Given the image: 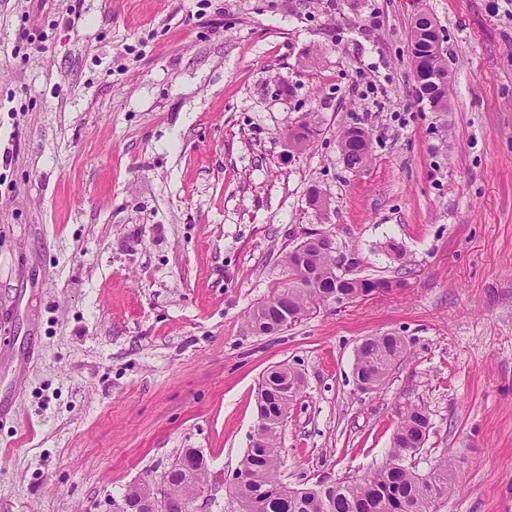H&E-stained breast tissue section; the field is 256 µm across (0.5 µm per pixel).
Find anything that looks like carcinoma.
<instances>
[{"label":"carcinoma","instance_id":"carcinoma-1","mask_svg":"<svg viewBox=\"0 0 512 512\" xmlns=\"http://www.w3.org/2000/svg\"><path fill=\"white\" fill-rule=\"evenodd\" d=\"M427 66L436 72L448 71L446 56L422 47ZM357 141L342 137L341 148L355 152L357 168L369 158L366 132L352 129ZM299 246L284 252L281 263L286 273L278 289L254 304L245 316V329L251 335H268L282 331L276 309L278 299L288 295L292 322L313 314L332 294L340 293L350 301L370 294L372 280L347 278L339 273L340 261L335 252L316 248L297 256ZM407 354L402 336L385 334L370 336L356 349L354 374L360 381L382 385ZM302 380L287 392L270 380L259 398L260 413L265 418L245 452L236 471L237 482L231 494L237 512H436L439 500L458 489L453 466L441 459L425 474L416 473L406 462L424 447L429 417L426 410L415 406L398 423L392 437L388 462L361 480L321 481L313 487L290 488L279 477L281 459L280 435L283 410L299 396ZM208 466L198 457L195 468L167 470V494L175 507L189 505L205 486Z\"/></svg>","mask_w":512,"mask_h":512}]
</instances>
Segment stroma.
<instances>
[{"label": "stroma", "instance_id": "35a3bbf8", "mask_svg": "<svg viewBox=\"0 0 512 512\" xmlns=\"http://www.w3.org/2000/svg\"><path fill=\"white\" fill-rule=\"evenodd\" d=\"M421 7L444 114L416 92ZM311 230L395 289L246 333ZM386 333L408 353L362 390L355 350ZM4 350L27 367L0 362V512H112L187 448L209 467L199 512H235L279 362L303 379L286 485L383 466L417 405L413 468L448 458L460 485L437 512H512V0H0ZM352 132L358 135L359 138H357V143H355L353 140H349L346 135H343L341 140V148L343 151L348 152V156L350 155L351 151H354L356 153L355 156V162L356 167L362 168L368 161L369 158V142H368V136L366 132L360 128H352ZM346 157L345 154H342V161L346 165L349 161V157Z\"/></svg>", "mask_w": 512, "mask_h": 512}]
</instances>
